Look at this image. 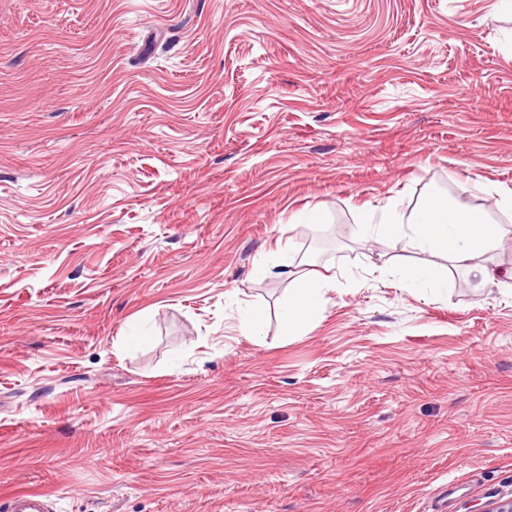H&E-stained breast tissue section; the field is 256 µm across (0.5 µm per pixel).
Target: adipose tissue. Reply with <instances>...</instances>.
I'll return each mask as SVG.
<instances>
[{
  "instance_id": "adipose-tissue-1",
  "label": "adipose tissue",
  "mask_w": 512,
  "mask_h": 512,
  "mask_svg": "<svg viewBox=\"0 0 512 512\" xmlns=\"http://www.w3.org/2000/svg\"><path fill=\"white\" fill-rule=\"evenodd\" d=\"M351 233L362 240H397L416 251L444 254L450 262L478 278L482 285L496 283L495 275L479 258L500 248L503 230L486 223L479 212L461 207L441 192H431L424 204L410 214L392 209L380 223L355 225ZM263 266L269 275L287 277L293 284L281 311L284 335H300L322 319L331 279L297 270L284 254L264 260Z\"/></svg>"
}]
</instances>
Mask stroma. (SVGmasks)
Listing matches in <instances>:
<instances>
[{"mask_svg": "<svg viewBox=\"0 0 512 512\" xmlns=\"http://www.w3.org/2000/svg\"><path fill=\"white\" fill-rule=\"evenodd\" d=\"M494 0H0V512H487L512 499V280L350 234L431 188L512 269ZM319 208L317 225L290 226ZM289 247L335 276L283 336ZM263 332L238 328L242 308ZM394 271L398 280L409 288H439L447 285L435 269L409 261L401 263ZM10 512H49V498L45 493L23 492L12 497Z\"/></svg>", "mask_w": 512, "mask_h": 512, "instance_id": "stroma-1", "label": "stroma"}]
</instances>
